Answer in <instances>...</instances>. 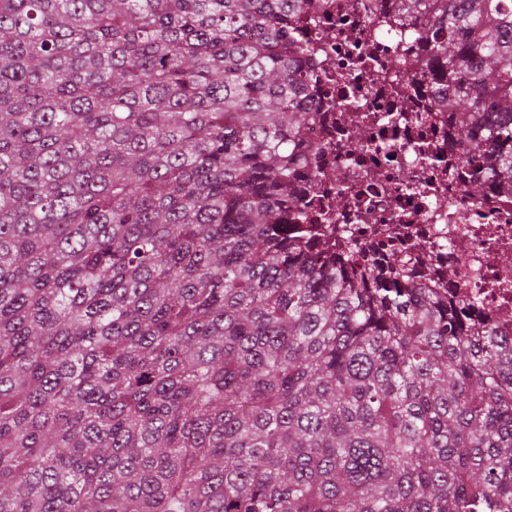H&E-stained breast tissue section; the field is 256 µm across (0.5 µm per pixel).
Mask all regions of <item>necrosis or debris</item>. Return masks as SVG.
<instances>
[{"mask_svg": "<svg viewBox=\"0 0 512 512\" xmlns=\"http://www.w3.org/2000/svg\"><path fill=\"white\" fill-rule=\"evenodd\" d=\"M420 21L391 0H310L294 26L309 48L311 109L305 136L315 178L303 193L308 218L329 213L365 258L388 263L404 253L418 283L445 296L477 298V318L512 340V191L488 180L481 162L463 163L454 118L432 106L434 84L405 64L427 52ZM355 100L381 151L351 152L345 143ZM427 193L404 190L408 177ZM485 184L471 201V182Z\"/></svg>", "mask_w": 512, "mask_h": 512, "instance_id": "1", "label": "necrosis or debris"}]
</instances>
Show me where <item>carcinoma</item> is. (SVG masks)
Segmentation results:
<instances>
[{"mask_svg": "<svg viewBox=\"0 0 512 512\" xmlns=\"http://www.w3.org/2000/svg\"><path fill=\"white\" fill-rule=\"evenodd\" d=\"M306 0H0V512H512V348L304 225ZM512 186V0H394Z\"/></svg>", "mask_w": 512, "mask_h": 512, "instance_id": "carcinoma-1", "label": "carcinoma"}]
</instances>
